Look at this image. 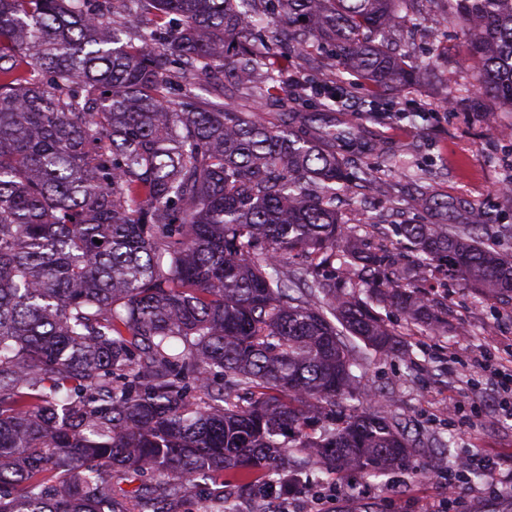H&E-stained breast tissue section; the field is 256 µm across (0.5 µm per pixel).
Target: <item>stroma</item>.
Returning <instances> with one entry per match:
<instances>
[{
    "label": "stroma",
    "mask_w": 512,
    "mask_h": 512,
    "mask_svg": "<svg viewBox=\"0 0 512 512\" xmlns=\"http://www.w3.org/2000/svg\"><path fill=\"white\" fill-rule=\"evenodd\" d=\"M417 30L420 42L411 51L429 76L401 90L390 110L369 111V89L333 59H325L317 79L321 85L344 84L354 102L338 120L396 158L392 164L364 159L361 168L373 179L365 202L340 205L344 220L359 225L370 245L402 223L467 224L477 214L491 224H512V195L502 191L512 176V112L477 95L447 104V87L468 81L469 66L458 52L465 32L430 5L422 8ZM420 194L429 197L430 208H415ZM431 282L448 318L447 333L381 308L407 352L368 353L359 369L369 396L357 410L387 411L419 435L423 446L412 470L377 477L352 471L339 479L311 464L285 497L242 492L225 482L239 512H424L446 496L442 479L452 454L492 459L497 476L512 475V410L504 405L498 378L512 368V300L478 296L440 273ZM440 437L450 440V450L437 448ZM490 485L477 473L458 482L462 512H512V496L493 493Z\"/></svg>",
    "instance_id": "35a3bbf8"
}]
</instances>
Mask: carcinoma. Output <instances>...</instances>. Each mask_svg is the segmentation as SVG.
Listing matches in <instances>:
<instances>
[{
  "label": "carcinoma",
  "instance_id": "obj_1",
  "mask_svg": "<svg viewBox=\"0 0 512 512\" xmlns=\"http://www.w3.org/2000/svg\"><path fill=\"white\" fill-rule=\"evenodd\" d=\"M121 2L133 37L112 0H0V512H181L224 474L287 491L286 455L340 475L407 465L420 441L397 416L346 406L362 356L397 350L375 307L436 326L411 279L512 297V255L478 218L396 225L409 268L364 250L336 211L372 151L336 121L344 88L299 112L267 57L310 53L308 35L386 110L418 71L391 49L412 0ZM428 2L512 112V0ZM226 69L278 124L195 93ZM149 473L177 479L163 508L112 491Z\"/></svg>",
  "mask_w": 512,
  "mask_h": 512
}]
</instances>
